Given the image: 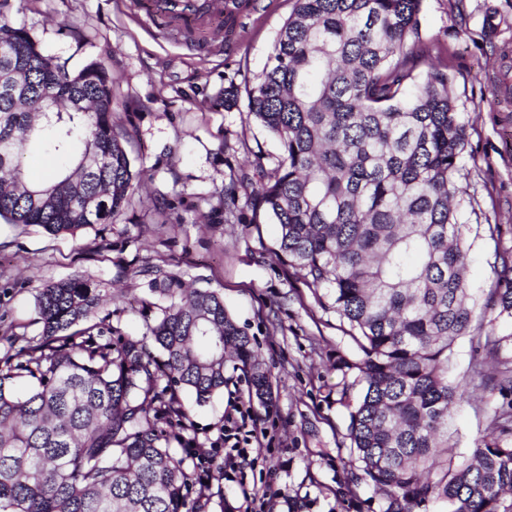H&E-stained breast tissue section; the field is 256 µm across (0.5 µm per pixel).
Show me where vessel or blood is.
<instances>
[{
  "label": "vessel or blood",
  "mask_w": 512,
  "mask_h": 512,
  "mask_svg": "<svg viewBox=\"0 0 512 512\" xmlns=\"http://www.w3.org/2000/svg\"><path fill=\"white\" fill-rule=\"evenodd\" d=\"M147 20L156 28L182 34L212 23L214 35H223L221 22L233 10L231 0H144Z\"/></svg>",
  "instance_id": "obj_1"
}]
</instances>
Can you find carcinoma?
<instances>
[{
    "label": "carcinoma",
    "mask_w": 512,
    "mask_h": 512,
    "mask_svg": "<svg viewBox=\"0 0 512 512\" xmlns=\"http://www.w3.org/2000/svg\"><path fill=\"white\" fill-rule=\"evenodd\" d=\"M422 0H294L245 112L279 143L246 203L281 229L276 255L346 322L357 345L336 355L361 479L384 512H512V245L479 300L466 278L469 225L459 222L468 122L448 65L416 49ZM0 0V219L52 236L113 223L139 175L112 124L114 79L100 63L72 74L14 26ZM426 67L425 77L418 69ZM60 161L40 189L14 192L21 158ZM167 300L141 336L96 319L112 294L83 276L34 295L39 338L0 367V512H208L189 498L195 463L177 458L160 424L187 429L186 391L224 392L226 363L271 401L248 333L210 290L161 271ZM493 371L480 386L501 405L471 453L454 456L448 419L464 392L450 379L455 342L473 322ZM160 355H155L154 351ZM27 376L34 385L12 388Z\"/></svg>",
    "instance_id": "obj_1"
}]
</instances>
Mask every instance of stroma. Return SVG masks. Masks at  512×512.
<instances>
[{"mask_svg": "<svg viewBox=\"0 0 512 512\" xmlns=\"http://www.w3.org/2000/svg\"><path fill=\"white\" fill-rule=\"evenodd\" d=\"M246 3L225 19L218 41L158 30L133 0H10V20L45 54L73 73L96 62L112 74V120L142 184L115 223L75 237L0 220V359L39 333L33 301L43 280L81 275L103 283L114 297L99 317L139 336L160 314L149 267L181 273L187 286L223 295L271 385L272 400L262 405L250 395L248 375L232 371L223 394L192 406L190 430L168 428L177 456L194 450L195 483L208 487L210 512H237L246 491L273 512H382L381 496L357 478L348 411L339 402L336 356L357 351L347 324L278 260V225L243 204L230 214L207 204L240 173H253V161L269 171L280 154L246 112L225 109L224 91L256 82L293 0ZM420 21L418 47L446 58L452 93L471 123L461 220L501 225L510 241L512 0H422ZM495 249L488 236L474 240L467 259L474 293L495 278ZM483 355L473 336L454 346L452 376L466 391L450 421L460 454L470 453L500 402L471 380V363ZM235 404L251 408L257 425L250 437L256 462L242 481L212 462L224 412Z\"/></svg>", "mask_w": 512, "mask_h": 512, "instance_id": "obj_1", "label": "stroma"}]
</instances>
